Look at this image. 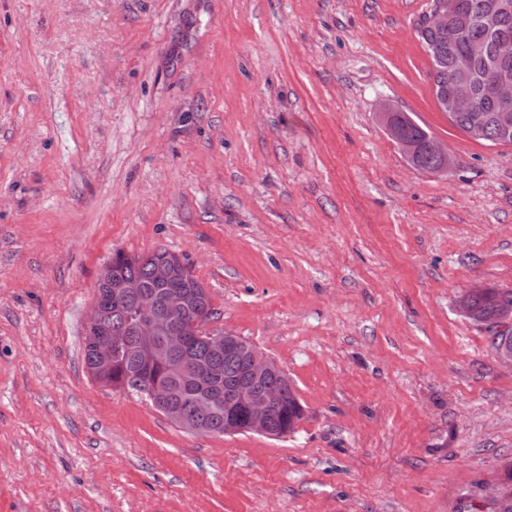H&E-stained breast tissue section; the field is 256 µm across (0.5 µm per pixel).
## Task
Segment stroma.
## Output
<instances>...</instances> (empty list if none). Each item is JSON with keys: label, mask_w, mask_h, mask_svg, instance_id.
<instances>
[{"label": "stroma", "mask_w": 512, "mask_h": 512, "mask_svg": "<svg viewBox=\"0 0 512 512\" xmlns=\"http://www.w3.org/2000/svg\"><path fill=\"white\" fill-rule=\"evenodd\" d=\"M432 5L0 0V512H497L512 365L455 302L512 288V146L439 111ZM159 249L287 372L292 434H191L89 375L99 270ZM399 111L397 108H394L391 105H385L383 112H381V116L383 119V123L385 126L386 131L390 135V137L395 141V143L398 145L399 149L401 150L402 154L408 161L410 165H412L414 168L418 170H422V168L414 163L415 153H416V146L401 136L399 133V130L397 128V125L395 123V116H397ZM402 118V125L405 131V134L416 140V142L419 144L420 148V163L424 168H431L434 167L436 163V159L434 155L437 157L438 162L434 168L428 169V173L435 174V175H442V174H448V170L453 165V159L451 155L448 153L447 146L440 142L439 140H434L432 142V151H430L429 147V140L432 137V134L423 126H421L419 123H417L414 120L409 119L405 113H401Z\"/></svg>", "instance_id": "obj_1"}]
</instances>
